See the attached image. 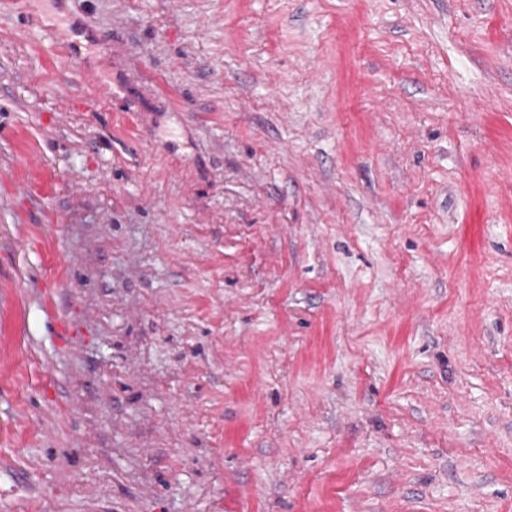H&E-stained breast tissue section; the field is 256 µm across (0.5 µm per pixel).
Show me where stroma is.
I'll use <instances>...</instances> for the list:
<instances>
[{
	"mask_svg": "<svg viewBox=\"0 0 512 512\" xmlns=\"http://www.w3.org/2000/svg\"><path fill=\"white\" fill-rule=\"evenodd\" d=\"M30 10L0 512H512V0Z\"/></svg>",
	"mask_w": 512,
	"mask_h": 512,
	"instance_id": "obj_1",
	"label": "stroma"
}]
</instances>
